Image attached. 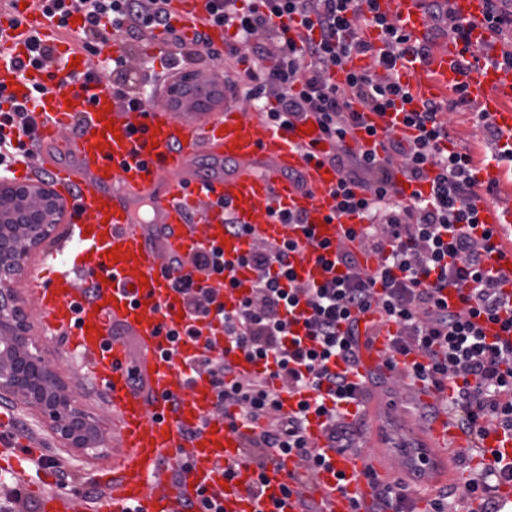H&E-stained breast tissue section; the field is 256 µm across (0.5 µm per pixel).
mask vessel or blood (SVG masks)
Returning <instances> with one entry per match:
<instances>
[{
  "mask_svg": "<svg viewBox=\"0 0 512 512\" xmlns=\"http://www.w3.org/2000/svg\"><path fill=\"white\" fill-rule=\"evenodd\" d=\"M379 10L397 21L414 41H425L429 18L423 0H378ZM453 14L470 30L471 49L477 55L500 52L499 37L485 21V0H450ZM206 4L174 10L172 22L186 35L201 32L212 43L223 42V27L209 23ZM52 50L44 68L20 77L17 60L26 58L32 39ZM164 38L154 35L145 54H122L106 45L90 52L61 40L55 18L42 8L11 0L0 9V84L15 101L34 105L35 135L50 144L33 166H10V173L30 179L35 169L51 170L62 197L80 188L76 211L65 232L45 249L42 264L51 276H30L27 288L46 337L65 335L68 355L79 370L94 380L112 414V438L119 451L111 469L99 475L105 492L96 506L75 492L52 490L42 500V512H183L185 501L199 494L212 496L220 512H298L299 499H314L321 512H373L383 484L398 478L441 484L460 492L468 512H480L482 492L477 485L495 461L512 464V431H496L485 438L484 454L472 455L467 466L449 465L461 447L474 441L441 414L421 423L396 397L377 395L369 373L389 371L403 376L411 363H425L424 355H401L392 347L398 331L393 322H378L368 330L361 363L350 370L360 386L355 401L345 403L348 416L377 414L392 420L394 428L379 427L372 436L374 452H337L324 438L319 419L309 433L317 451L330 457V467L307 473L293 454L264 465L249 460V440L258 438L261 425L231 429L224 416L214 414V393L206 379H189L186 362L198 354L212 332L200 324V339L183 336L169 342L166 331L182 332L178 321L183 305L163 272L169 254L191 259L197 248H220L232 261L253 243L278 244L299 239L300 226L282 224L280 210L304 214L319 241L356 250L362 266L373 269L376 255L363 251L359 219L333 222L337 199L336 171L327 170L320 157L333 150L332 141L301 121L291 129L249 119L235 107L207 113L188 121L168 106L172 91L154 94L145 107L128 108L116 98L104 79L101 63L124 58L138 67L155 54ZM462 47L447 40L429 57L405 63L400 70L410 88V108L429 100L447 99L450 90L466 85L477 111L488 113L502 132L498 150L512 149V67L479 66L465 73L458 67ZM72 77V84L34 96L32 87L47 73ZM215 160L236 162L233 173L189 175L187 164L199 152ZM302 173L306 184L296 186L287 172ZM148 204V220H140L131 201ZM197 212L196 223H186L187 209ZM252 234L232 236L224 228V211ZM482 222L492 228L499 253L494 265H512V202L480 204ZM313 247H305L296 266L302 280H323L326 272ZM102 276L93 302L83 300L82 275ZM238 288L219 293L225 310L236 309L244 288L254 278L237 269ZM224 362L235 377L255 374L257 367L237 349L225 348ZM413 392L425 404L451 397L453 387L437 390L414 380ZM194 429L185 439V429Z\"/></svg>",
  "mask_w": 512,
  "mask_h": 512,
  "instance_id": "b4317fda",
  "label": "vessel or blood"
}]
</instances>
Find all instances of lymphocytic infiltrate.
I'll return each mask as SVG.
<instances>
[{"label":"lymphocytic infiltrate","instance_id":"lymphocytic-infiltrate-1","mask_svg":"<svg viewBox=\"0 0 512 512\" xmlns=\"http://www.w3.org/2000/svg\"><path fill=\"white\" fill-rule=\"evenodd\" d=\"M45 12L67 27L82 19L85 49L108 42L111 32L147 44L154 30H164L168 49L159 64L138 71L111 62L106 74L115 95L140 104L176 75L179 63L208 62L224 71V97L234 106L248 105L274 126L289 129L316 120L335 144L324 162L338 174V215L365 220L360 237L365 249L379 254L376 269L361 268L346 247L317 244L320 261L343 267V274L321 283L300 285L294 264L298 244L255 245L238 266L255 274L237 309L225 311L215 289L192 275H177L179 257L166 267L171 286L182 294L187 319L183 331H168L169 341L195 335L196 323L217 320L225 339L260 364L258 374L236 378L213 344L189 362L191 373L205 372L215 393V413L233 414L241 422L264 421L261 436L246 454L264 463L267 450L299 456L309 472L327 459L308 435L311 417L321 418L324 437L338 452L361 450L366 417L347 419L337 406L355 399L357 387L345 370L358 364L360 323L368 315L398 324L393 348L415 350L426 363L413 364L415 375L443 388L452 379L463 385L445 406L422 407L429 420L447 411L459 429L483 440L491 429H512V303L505 292L512 278L493 272L498 246L491 229L480 222L477 201L496 198L497 181L481 182L467 149L450 144L453 113L471 109L465 86L451 98L406 109L410 91L399 80L397 64L406 57L427 58L438 38L468 44L469 31L449 7V0H428L430 39L411 41L399 25L379 12L377 0H210L211 23L230 29L223 48L204 34L185 38L171 22L169 0H41ZM380 28L382 47L363 36ZM347 72L336 84V69ZM402 113L412 137L387 127L366 126L363 111ZM25 105L0 109V168L30 156L37 144ZM16 137H9L8 129ZM382 140V155L349 145L358 132ZM427 183L428 192L404 194L400 179ZM459 293L458 306L441 298L443 289ZM501 323L507 341L488 340L480 321ZM313 391L294 412L280 411L274 381Z\"/></svg>","mask_w":512,"mask_h":512}]
</instances>
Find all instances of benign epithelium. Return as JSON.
<instances>
[{"instance_id":"7a95c632","label":"benign epithelium","mask_w":512,"mask_h":512,"mask_svg":"<svg viewBox=\"0 0 512 512\" xmlns=\"http://www.w3.org/2000/svg\"><path fill=\"white\" fill-rule=\"evenodd\" d=\"M16 206L28 211L35 223L8 227L10 247L0 254V295L5 297L13 293L29 254L51 234L67 212L64 201L49 185H0L1 223L9 220ZM4 312L1 308L0 334L8 337L10 353L0 356V391L23 398L40 414L48 416L52 431L67 447L87 449L102 445V436L78 408L52 362L43 356L36 360L27 356L30 341L27 322L12 315L5 320Z\"/></svg>"}]
</instances>
